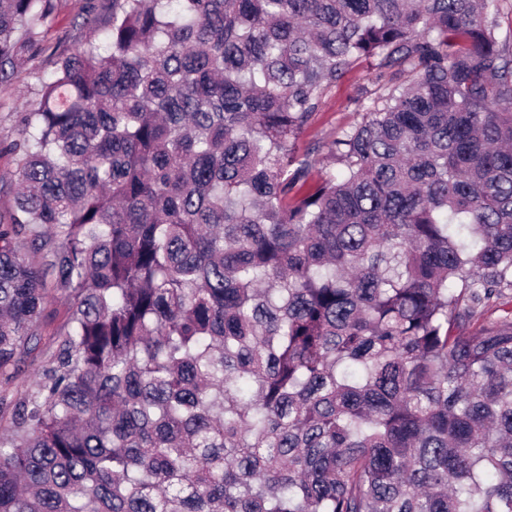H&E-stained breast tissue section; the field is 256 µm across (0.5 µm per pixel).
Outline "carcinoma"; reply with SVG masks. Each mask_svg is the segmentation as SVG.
Returning a JSON list of instances; mask_svg holds the SVG:
<instances>
[{
  "mask_svg": "<svg viewBox=\"0 0 512 512\" xmlns=\"http://www.w3.org/2000/svg\"><path fill=\"white\" fill-rule=\"evenodd\" d=\"M504 0H110L9 145L0 512H512ZM58 0H0V86ZM362 121L294 144L359 61ZM498 306L499 315L483 316ZM70 301L61 292L53 291L47 306L49 318L44 326L43 338L36 351H34L21 365L20 370L13 379L10 387L14 391L24 392L33 390L38 381L39 374L47 363L55 344L50 339L54 332L59 331L66 319V311Z\"/></svg>",
  "mask_w": 512,
  "mask_h": 512,
  "instance_id": "cac0c4a2",
  "label": "carcinoma"
}]
</instances>
